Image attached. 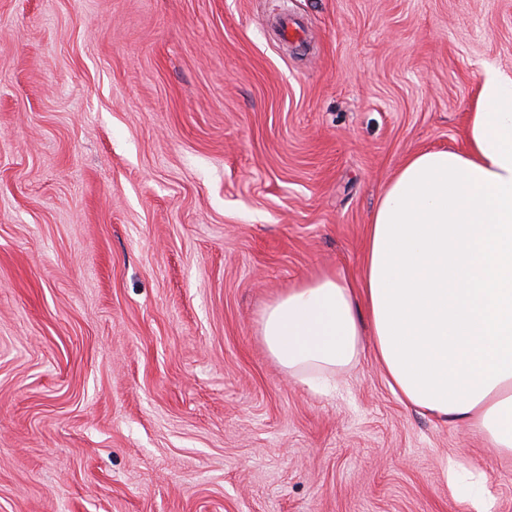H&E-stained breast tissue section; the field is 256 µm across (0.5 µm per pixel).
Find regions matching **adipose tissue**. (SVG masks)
<instances>
[{"label":"adipose tissue","instance_id":"1","mask_svg":"<svg viewBox=\"0 0 512 512\" xmlns=\"http://www.w3.org/2000/svg\"><path fill=\"white\" fill-rule=\"evenodd\" d=\"M465 144L407 156L371 214L358 276L288 288L260 334L312 387L357 362L371 332L402 402L512 453L511 77L484 71Z\"/></svg>","mask_w":512,"mask_h":512}]
</instances>
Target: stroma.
Listing matches in <instances>:
<instances>
[{
	"label": "stroma",
	"mask_w": 512,
	"mask_h": 512,
	"mask_svg": "<svg viewBox=\"0 0 512 512\" xmlns=\"http://www.w3.org/2000/svg\"><path fill=\"white\" fill-rule=\"evenodd\" d=\"M488 68L512 0H0V512H512L372 351L314 391L259 336Z\"/></svg>",
	"instance_id": "stroma-1"
}]
</instances>
